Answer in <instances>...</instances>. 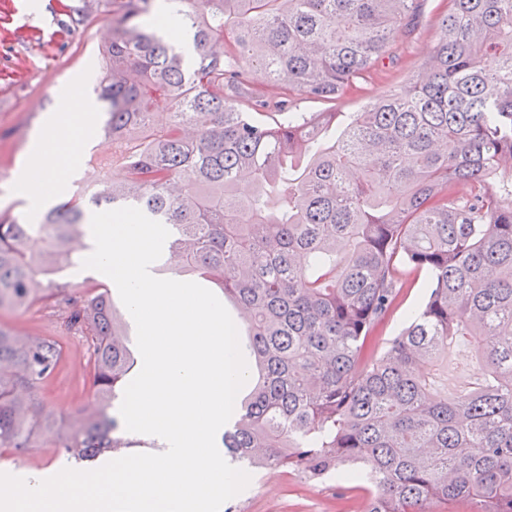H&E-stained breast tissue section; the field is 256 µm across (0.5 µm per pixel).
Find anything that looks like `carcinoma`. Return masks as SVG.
Instances as JSON below:
<instances>
[{
	"label": "carcinoma",
	"mask_w": 512,
	"mask_h": 512,
	"mask_svg": "<svg viewBox=\"0 0 512 512\" xmlns=\"http://www.w3.org/2000/svg\"><path fill=\"white\" fill-rule=\"evenodd\" d=\"M416 2L179 0L190 62L150 22L155 0L66 8L70 36L112 15L100 131L126 153L85 175L93 202L166 224V270L234 304L249 377L224 429L232 460L334 472L364 512H512V0H446L425 78L356 112L286 107L351 90L417 27ZM84 224L80 195L35 223L0 214V310L54 303L92 349L96 404L50 408L59 341L0 327V448L86 465L131 447L114 409L137 358L104 285L45 280L80 262ZM406 269L429 291L380 351ZM459 336L473 377L441 395L432 372Z\"/></svg>",
	"instance_id": "1"
}]
</instances>
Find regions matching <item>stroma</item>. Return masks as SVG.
<instances>
[{
    "mask_svg": "<svg viewBox=\"0 0 512 512\" xmlns=\"http://www.w3.org/2000/svg\"><path fill=\"white\" fill-rule=\"evenodd\" d=\"M82 0H0V210L26 212L23 200L10 194L25 160L33 133L47 113L57 108L56 89L73 84L78 97L92 100L96 113L104 105L97 99L96 80H85L88 64L96 59L98 45L107 37L105 20L81 28L76 37L62 30V5L80 6ZM442 0H423L418 27L393 42L389 57L376 71L357 83L356 91L330 102L294 98L297 112H353L361 103L398 89L421 74L436 41V16ZM0 325L21 332L56 335L57 317L34 307L1 310ZM71 352L55 372L45 391L46 403L66 411L88 396L80 374L85 346L72 339ZM364 502L355 491L345 490L335 476L310 478L297 471L274 474L257 470L249 486L224 505L226 512H363Z\"/></svg>",
    "mask_w": 512,
    "mask_h": 512,
    "instance_id": "35a3bbf8",
    "label": "stroma"
}]
</instances>
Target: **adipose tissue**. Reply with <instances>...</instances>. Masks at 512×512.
<instances>
[{
	"mask_svg": "<svg viewBox=\"0 0 512 512\" xmlns=\"http://www.w3.org/2000/svg\"><path fill=\"white\" fill-rule=\"evenodd\" d=\"M56 95L59 107L33 135L27 162L17 177L16 192L34 213L45 208L55 192L69 187L77 160L92 141L91 108L75 102L71 87L59 88Z\"/></svg>",
	"mask_w": 512,
	"mask_h": 512,
	"instance_id": "ef3b65f1",
	"label": "adipose tissue"
}]
</instances>
